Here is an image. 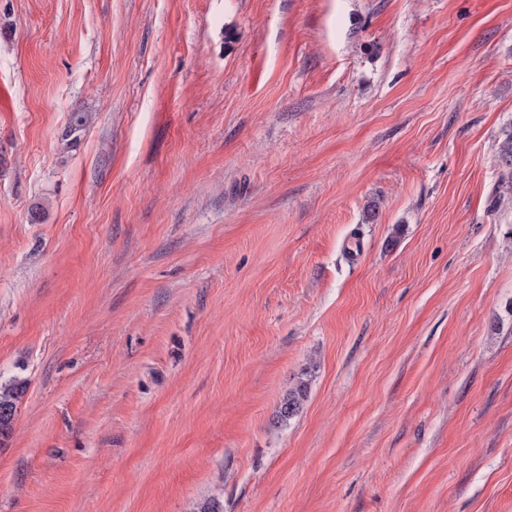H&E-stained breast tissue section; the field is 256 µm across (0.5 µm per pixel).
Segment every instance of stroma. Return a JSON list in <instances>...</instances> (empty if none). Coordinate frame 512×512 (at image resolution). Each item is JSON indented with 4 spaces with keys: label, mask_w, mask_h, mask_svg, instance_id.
Returning <instances> with one entry per match:
<instances>
[{
    "label": "stroma",
    "mask_w": 512,
    "mask_h": 512,
    "mask_svg": "<svg viewBox=\"0 0 512 512\" xmlns=\"http://www.w3.org/2000/svg\"><path fill=\"white\" fill-rule=\"evenodd\" d=\"M510 124L512 0H0V512H512ZM27 390V383L15 379L9 384L0 385V445L4 444L11 433L17 411V403ZM308 380L300 379L284 394L276 410V423L292 419L308 397Z\"/></svg>",
    "instance_id": "35a3bbf8"
}]
</instances>
